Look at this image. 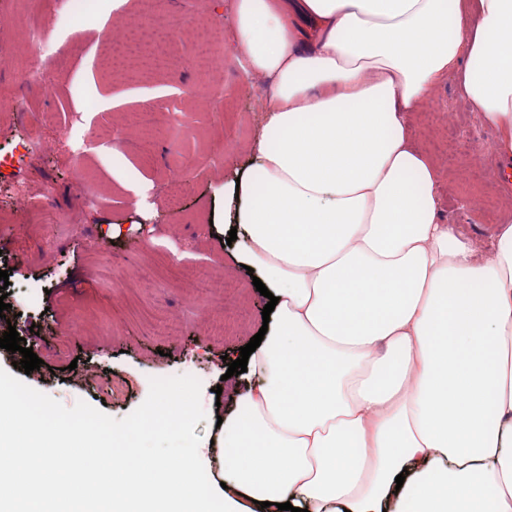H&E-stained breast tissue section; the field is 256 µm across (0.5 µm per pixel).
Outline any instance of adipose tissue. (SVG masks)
Returning a JSON list of instances; mask_svg holds the SVG:
<instances>
[{
  "instance_id": "1",
  "label": "adipose tissue",
  "mask_w": 512,
  "mask_h": 512,
  "mask_svg": "<svg viewBox=\"0 0 512 512\" xmlns=\"http://www.w3.org/2000/svg\"><path fill=\"white\" fill-rule=\"evenodd\" d=\"M232 24L274 88L224 205L278 303L199 451L224 512H512V225L478 254L408 136L449 76L512 154V0H236Z\"/></svg>"
}]
</instances>
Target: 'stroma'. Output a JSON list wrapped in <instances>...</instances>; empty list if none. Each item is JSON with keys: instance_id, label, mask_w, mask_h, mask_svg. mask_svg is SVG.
I'll list each match as a JSON object with an SVG mask.
<instances>
[{"instance_id": "35a3bbf8", "label": "stroma", "mask_w": 512, "mask_h": 512, "mask_svg": "<svg viewBox=\"0 0 512 512\" xmlns=\"http://www.w3.org/2000/svg\"><path fill=\"white\" fill-rule=\"evenodd\" d=\"M235 2L160 0L185 25L168 45L166 68L108 75L97 59L122 40L139 0L118 11L97 0L94 13L75 21L57 0H0V42L9 49L0 85L10 90L0 98V270L9 273L13 313L0 319V333L15 327L44 362L27 373L16 365L20 353L0 348V369L65 406L83 401L116 419L146 399L150 378L192 370L207 395V418L195 427L206 442L218 418L240 408L227 363L262 327L267 302L215 222L225 184L252 162L271 93L269 79L239 64ZM204 23L224 29L218 112L186 94L198 82L190 29ZM34 26L51 35L38 54L28 45ZM38 65L44 92L29 84ZM27 110L42 128L33 148ZM140 111L154 137L142 136ZM411 135L441 170L443 222L490 252L495 226L512 224L496 130L444 79L412 114ZM177 166L183 180L175 185ZM19 186L44 197L63 223H40ZM140 195L147 205L137 210L130 202ZM221 321L223 335H211Z\"/></svg>"}]
</instances>
